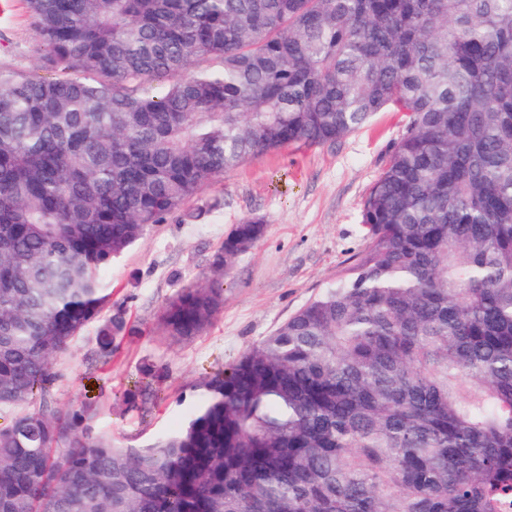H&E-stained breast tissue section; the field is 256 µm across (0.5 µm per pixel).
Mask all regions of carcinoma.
I'll return each instance as SVG.
<instances>
[{"label": "carcinoma", "instance_id": "1", "mask_svg": "<svg viewBox=\"0 0 512 512\" xmlns=\"http://www.w3.org/2000/svg\"><path fill=\"white\" fill-rule=\"evenodd\" d=\"M27 3L59 76L0 69V512H506L512 0ZM386 111L349 276L201 380L180 429L125 448L56 405L113 259L204 183ZM265 232L233 226L166 336L209 329Z\"/></svg>", "mask_w": 512, "mask_h": 512}]
</instances>
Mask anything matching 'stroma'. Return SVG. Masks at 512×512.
<instances>
[{"label": "stroma", "mask_w": 512, "mask_h": 512, "mask_svg": "<svg viewBox=\"0 0 512 512\" xmlns=\"http://www.w3.org/2000/svg\"><path fill=\"white\" fill-rule=\"evenodd\" d=\"M54 77L41 63L27 0H0V69ZM402 131L394 112L332 144L292 145L205 183L106 270L107 317L124 329L100 359L98 323L54 362L58 404L89 406L85 425L138 447L184 421L180 402L204 375L234 362L309 300L346 276L366 245L363 202ZM262 218L265 237L224 278V307L207 333L165 337V303L207 272L234 224Z\"/></svg>", "instance_id": "obj_1"}]
</instances>
